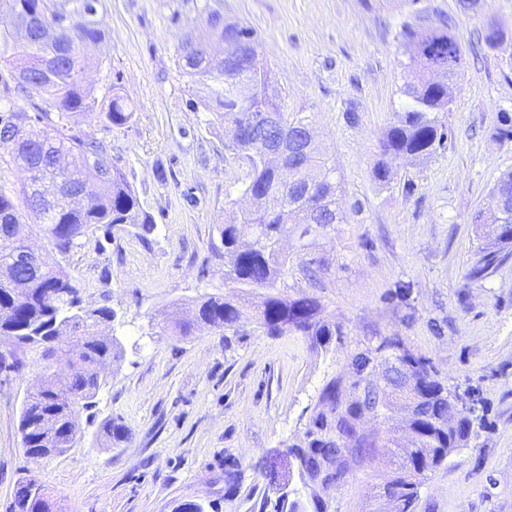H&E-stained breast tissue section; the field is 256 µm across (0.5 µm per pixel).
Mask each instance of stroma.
Listing matches in <instances>:
<instances>
[{
	"label": "stroma",
	"instance_id": "35a3bbf8",
	"mask_svg": "<svg viewBox=\"0 0 512 512\" xmlns=\"http://www.w3.org/2000/svg\"><path fill=\"white\" fill-rule=\"evenodd\" d=\"M212 6L256 32L258 62L272 70L284 111L309 115L321 152L336 162L348 221L309 240L308 256L329 264L320 285L297 271L288 294L318 297L345 343L316 350L306 337L271 338L253 323L229 344L203 328L158 335L172 312L191 316L199 297L223 292L224 261L212 247L248 171L176 65L174 50L198 16L192 0H104L96 15L106 32L96 49L102 65L85 80L100 98L120 87L135 114L122 127L92 116L78 128L120 157L153 228L90 232L65 260L86 303L109 295L124 355L82 416V440L36 464L23 453L18 423L39 371L30 363L0 384V512L29 475L65 512H179L186 503L258 512L267 480L257 462L304 441L324 383L347 371L357 341L376 334L403 336L449 388L483 403L486 429L428 472L416 512H512V257L483 279L469 276L481 244L471 216L512 169V143L493 137L500 114L512 113V59L483 46L467 52L446 117L451 142L423 162L395 161L391 187L372 175L378 137L403 102L399 31L413 9L451 17L467 44L488 23L512 28V0H488L479 13L458 0ZM107 419L125 426V441L106 443ZM395 460L394 449L381 448L351 462L348 483L320 492L327 512H380L372 488ZM230 462L239 466L234 484L224 475Z\"/></svg>",
	"mask_w": 512,
	"mask_h": 512
}]
</instances>
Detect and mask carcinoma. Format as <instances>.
Listing matches in <instances>:
<instances>
[{"instance_id": "carcinoma-1", "label": "carcinoma", "mask_w": 512, "mask_h": 512, "mask_svg": "<svg viewBox=\"0 0 512 512\" xmlns=\"http://www.w3.org/2000/svg\"><path fill=\"white\" fill-rule=\"evenodd\" d=\"M2 5L11 21L0 23V65L12 69L16 90L45 103H32L30 112L18 110L7 90L0 104V143L11 144L12 161L24 176L19 191L24 209L13 195L0 190V233L11 238L10 244L0 247V342L10 346L7 353L0 352V365L19 370L26 365V353L39 354L42 383L25 397L18 424L26 458L38 462L80 442V415L95 406L108 371L121 360L124 349L110 334L115 313L108 298L94 306L84 304L81 286L66 267L49 269L40 258L23 260L19 250L25 248L29 234L38 231L66 258L93 228L108 237L118 225L148 232L153 222L121 166L107 156V145L75 130L77 117L96 111L111 127L125 126L134 117L119 87L112 86L107 106L100 109L94 91L82 81L96 63L89 49L103 40L92 20L102 0H0ZM196 9L203 22L178 44L177 64L190 79L198 103L224 129V147L251 159L266 145L279 143L285 129L288 159L254 163L242 190L250 207L224 210L218 230L224 245V286L230 292L202 295L192 318L171 319L160 326V335L191 336L200 326L224 333L229 343L239 336L245 318L242 300L262 291V308L254 318L266 335L305 336L321 350L342 344L343 327L324 314L317 298L291 299L284 294L294 267L314 278L328 270V262L297 261L281 247L291 236L303 251L306 237L326 235L335 225L347 223V214L336 207V165L318 151L310 117L282 110L271 73L247 66L258 55L253 30L224 19V13L206 2ZM482 38L488 47L512 58L511 31L491 23ZM400 39L407 55L400 63L404 103L380 134L373 164L374 179L383 188L396 179L390 160L421 162L452 140L441 114L451 109L465 60L451 23L433 21L421 11L402 25ZM216 45L224 49L227 62L237 71V82L248 88V94L225 87L224 66L216 65L212 53ZM215 83L222 88L213 89ZM254 108L276 111L283 127L251 129L248 114ZM493 137L512 142L511 114L500 115ZM79 185L87 190L84 204L68 198L71 188ZM307 186L311 194L302 202ZM501 207L512 209V170L499 175L486 207L471 217V223L480 225L483 239L470 270L474 279L492 273L512 253V216L501 217ZM386 354L399 358L413 374L414 385L395 379L390 387H379L368 378L372 363ZM62 359L73 366L71 378L63 383L50 373ZM395 406L407 412V445L399 443L391 430L368 434L363 429L366 418L385 420ZM475 413L476 403L451 391L430 361L407 347L403 337L373 336L357 343L347 374L332 377L322 387L305 440L291 446L299 478L311 490L313 512H325L314 490L348 482L350 461L372 458L381 441L399 453L398 464L378 486L377 497L386 501L390 512H415L426 473L478 438L484 422ZM269 507L272 512H301L285 490L274 499H262L260 512ZM7 512H52V503L30 476L18 482Z\"/></svg>"}]
</instances>
